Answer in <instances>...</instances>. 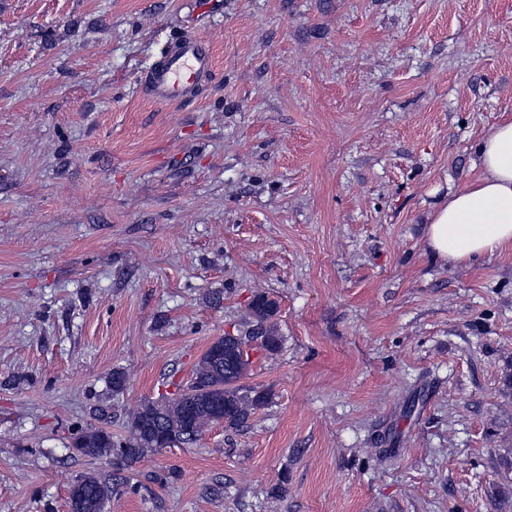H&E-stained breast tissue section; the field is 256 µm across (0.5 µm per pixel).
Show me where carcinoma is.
Wrapping results in <instances>:
<instances>
[{
	"mask_svg": "<svg viewBox=\"0 0 512 512\" xmlns=\"http://www.w3.org/2000/svg\"><path fill=\"white\" fill-rule=\"evenodd\" d=\"M250 309V319L238 334L210 343L176 393L140 402L130 413L131 439L123 441L106 428L80 430L72 437V450L84 457H110L117 466H130L149 452L180 443L192 445L212 425L245 426L254 411L268 402L267 393L241 384L248 375L250 351L274 354L283 345L275 323L278 302L258 294ZM112 491L94 474L80 476L70 489L71 512H103Z\"/></svg>",
	"mask_w": 512,
	"mask_h": 512,
	"instance_id": "1",
	"label": "carcinoma"
}]
</instances>
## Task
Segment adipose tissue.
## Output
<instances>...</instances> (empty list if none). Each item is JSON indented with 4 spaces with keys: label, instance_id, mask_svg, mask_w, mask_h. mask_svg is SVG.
<instances>
[{
    "label": "adipose tissue",
    "instance_id": "1",
    "mask_svg": "<svg viewBox=\"0 0 512 512\" xmlns=\"http://www.w3.org/2000/svg\"><path fill=\"white\" fill-rule=\"evenodd\" d=\"M478 176L434 207L426 239L436 257L468 265L512 249V116L476 147Z\"/></svg>",
    "mask_w": 512,
    "mask_h": 512
}]
</instances>
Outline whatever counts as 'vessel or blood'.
<instances>
[{"mask_svg":"<svg viewBox=\"0 0 512 512\" xmlns=\"http://www.w3.org/2000/svg\"><path fill=\"white\" fill-rule=\"evenodd\" d=\"M214 68L212 43L202 34L188 31L143 73L141 87L156 103H190L199 98Z\"/></svg>","mask_w":512,"mask_h":512,"instance_id":"b4317fda","label":"vessel or blood"}]
</instances>
